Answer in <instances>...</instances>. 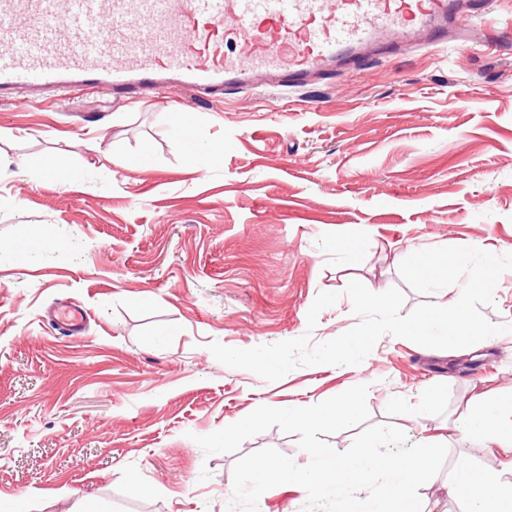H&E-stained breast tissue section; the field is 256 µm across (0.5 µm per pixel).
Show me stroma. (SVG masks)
Returning a JSON list of instances; mask_svg holds the SVG:
<instances>
[{
	"label": "stroma",
	"mask_w": 512,
	"mask_h": 512,
	"mask_svg": "<svg viewBox=\"0 0 512 512\" xmlns=\"http://www.w3.org/2000/svg\"><path fill=\"white\" fill-rule=\"evenodd\" d=\"M493 19L488 44L413 48L276 93L1 98L0 504L227 512L238 455L309 456L275 427L209 457L195 436L359 384L369 424L447 445L419 489L430 512H463L448 492L463 453L512 485V451L448 431L473 395L512 393V332L451 351L385 335L359 365L276 382L209 350L334 338L357 322L343 294L353 280L402 289L407 312L434 302L398 272L419 248L512 247V0ZM179 112L191 128L173 125ZM199 141L223 143L221 162L191 170ZM47 156L68 163L70 183L40 176ZM32 237L41 258L20 259L15 243ZM324 291L340 298L308 330ZM60 304L85 312L82 335L46 321Z\"/></svg>",
	"instance_id": "1"
}]
</instances>
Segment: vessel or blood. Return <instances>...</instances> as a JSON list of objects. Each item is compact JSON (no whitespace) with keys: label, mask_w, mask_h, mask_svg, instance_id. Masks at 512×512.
<instances>
[{"label":"vessel or blood","mask_w":512,"mask_h":512,"mask_svg":"<svg viewBox=\"0 0 512 512\" xmlns=\"http://www.w3.org/2000/svg\"><path fill=\"white\" fill-rule=\"evenodd\" d=\"M494 0H0V91L305 85L374 53L484 39Z\"/></svg>","instance_id":"1"}]
</instances>
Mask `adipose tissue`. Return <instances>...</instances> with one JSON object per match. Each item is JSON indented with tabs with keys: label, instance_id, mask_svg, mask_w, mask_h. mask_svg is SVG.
<instances>
[{
	"label": "adipose tissue",
	"instance_id": "ef3b65f1",
	"mask_svg": "<svg viewBox=\"0 0 512 512\" xmlns=\"http://www.w3.org/2000/svg\"><path fill=\"white\" fill-rule=\"evenodd\" d=\"M453 431L474 448L512 447V398L475 396ZM449 488L467 502V512H502L499 480L472 469L468 457L459 459Z\"/></svg>",
	"mask_w": 512,
	"mask_h": 512
}]
</instances>
